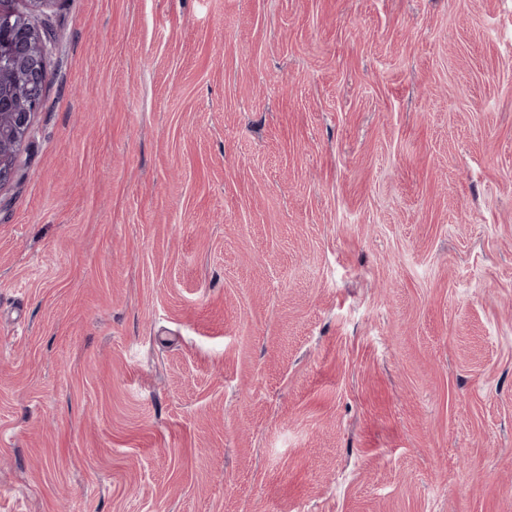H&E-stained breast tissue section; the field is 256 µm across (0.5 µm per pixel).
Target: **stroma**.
I'll use <instances>...</instances> for the list:
<instances>
[{
  "label": "stroma",
  "mask_w": 512,
  "mask_h": 512,
  "mask_svg": "<svg viewBox=\"0 0 512 512\" xmlns=\"http://www.w3.org/2000/svg\"><path fill=\"white\" fill-rule=\"evenodd\" d=\"M45 15L0 512H512V0Z\"/></svg>",
  "instance_id": "stroma-1"
}]
</instances>
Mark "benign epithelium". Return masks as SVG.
<instances>
[{"mask_svg":"<svg viewBox=\"0 0 512 512\" xmlns=\"http://www.w3.org/2000/svg\"><path fill=\"white\" fill-rule=\"evenodd\" d=\"M9 2L0 0V186L13 178L16 156L42 107L51 38L45 22L33 14L48 0H27L29 13L10 8Z\"/></svg>","mask_w":512,"mask_h":512,"instance_id":"benign-epithelium-1","label":"benign epithelium"}]
</instances>
